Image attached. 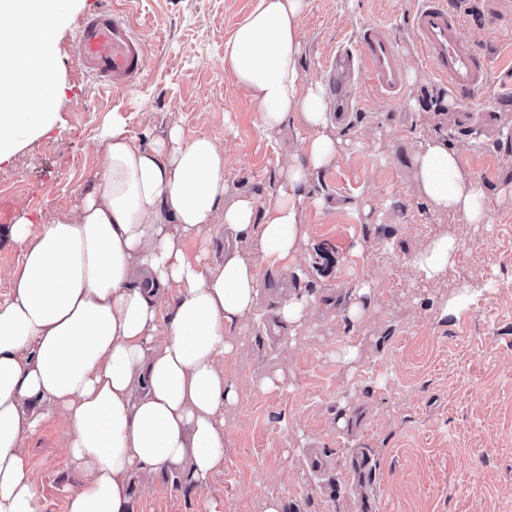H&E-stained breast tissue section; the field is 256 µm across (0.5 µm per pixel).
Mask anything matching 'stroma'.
Instances as JSON below:
<instances>
[{
	"label": "stroma",
	"instance_id": "stroma-1",
	"mask_svg": "<svg viewBox=\"0 0 512 512\" xmlns=\"http://www.w3.org/2000/svg\"><path fill=\"white\" fill-rule=\"evenodd\" d=\"M463 33L495 61L486 101H501L494 125L457 127L459 104L425 63L412 35L415 0H307L299 59L304 78L321 80L327 59L353 45L360 26L383 24L406 72L404 93H375L367 69L353 87V111L334 136L347 148L312 171L322 207H309V250L300 273L264 271L258 319L233 330L226 363L238 402L224 426V470L208 489L143 474L129 512H512V0L490 16L487 0H447ZM255 0H119L149 60L131 86L113 89L79 73L73 36L90 0H69L53 44L57 103L44 127L22 134L0 155V301L23 244L6 234L18 219L33 226L70 214L101 172L104 123L120 117L127 137L147 147L172 126L205 135L224 150L229 197L267 203L279 168L301 151L305 135L288 124L261 136L250 92L224 74V44ZM429 136L462 148L465 178L482 183L491 221L431 209L419 193L412 156ZM370 204L368 215L354 210ZM458 244L438 281L415 279L409 259L440 235ZM363 255L351 257L354 244ZM373 294L363 318L346 315L360 282ZM478 294L459 316L439 306L462 286ZM314 296L296 333L277 311L288 294ZM358 349L347 365L345 346ZM282 374L285 386L261 390ZM345 426H338V419ZM66 420L51 413L27 437L30 478L41 512H66L69 493L89 478L60 443ZM372 460V480L348 467L358 452Z\"/></svg>",
	"mask_w": 512,
	"mask_h": 512
}]
</instances>
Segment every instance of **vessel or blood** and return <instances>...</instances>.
<instances>
[{
  "mask_svg": "<svg viewBox=\"0 0 512 512\" xmlns=\"http://www.w3.org/2000/svg\"><path fill=\"white\" fill-rule=\"evenodd\" d=\"M413 30L426 64L449 89L465 100L484 95L490 62L479 56L462 33L460 16L446 0H418ZM77 65L85 77L119 88L141 76L149 65L141 39L114 0H94L74 41ZM362 58L370 70L374 90L385 97L399 94L405 83L394 42L385 28L364 24L355 48L338 50L329 60L328 91H336L341 71Z\"/></svg>",
  "mask_w": 512,
  "mask_h": 512,
  "instance_id": "obj_1",
  "label": "vessel or blood"
}]
</instances>
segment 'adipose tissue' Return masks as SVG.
<instances>
[{"instance_id":"ef3b65f1","label":"adipose tissue","mask_w":512,"mask_h":512,"mask_svg":"<svg viewBox=\"0 0 512 512\" xmlns=\"http://www.w3.org/2000/svg\"><path fill=\"white\" fill-rule=\"evenodd\" d=\"M64 0H0V154L39 131L56 105L53 36ZM305 0H255L224 44V70L246 87L269 134L296 119L308 129L301 156L281 167L273 199L225 202L224 152L205 136L171 127L153 146L135 145L120 121L105 130L103 171L69 215L33 227L0 302V512H40L22 450L49 410L68 424L67 453L89 479L67 512H128L133 476L148 470L198 489L224 469L225 415L238 395L224 370L234 329L251 319L261 271L296 270L308 244L302 215L322 205L310 170L343 150L328 134L321 83L300 68ZM415 178L433 210L486 224L485 190L464 178L457 150L431 137L413 154ZM224 226V257L209 264L185 242ZM256 238L259 256L243 258ZM442 235L409 260L434 281L456 260Z\"/></svg>"}]
</instances>
